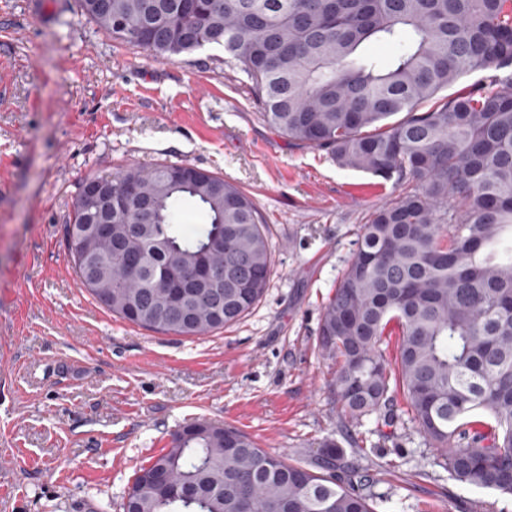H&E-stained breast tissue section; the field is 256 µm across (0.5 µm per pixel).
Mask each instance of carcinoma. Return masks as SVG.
I'll return each instance as SVG.
<instances>
[{"label":"carcinoma","mask_w":512,"mask_h":512,"mask_svg":"<svg viewBox=\"0 0 512 512\" xmlns=\"http://www.w3.org/2000/svg\"><path fill=\"white\" fill-rule=\"evenodd\" d=\"M112 39L176 60L219 46L240 63L264 120L289 143L410 190L375 210L325 304L318 332L353 418L394 425L402 398L433 462L512 497V98L462 76L512 67V0H79ZM390 43L386 62L365 46ZM404 117L394 123L389 119ZM99 178L88 176L83 183ZM112 237L98 286L112 313L202 336L263 297L273 255L250 197L207 171L161 163L99 179ZM194 212L193 227L184 216ZM107 222L80 189L73 224ZM395 343V365L385 347ZM320 471L229 425L188 424L134 476L124 512H374L373 476ZM506 72L496 71L494 68L476 71L460 78L455 84L448 87L447 90L440 92V96H453L457 92L475 84H490L492 80L504 76Z\"/></svg>","instance_id":"1"}]
</instances>
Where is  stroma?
I'll list each match as a JSON object with an SVG mask.
<instances>
[{"label": "stroma", "instance_id": "stroma-1", "mask_svg": "<svg viewBox=\"0 0 512 512\" xmlns=\"http://www.w3.org/2000/svg\"><path fill=\"white\" fill-rule=\"evenodd\" d=\"M0 0V512H122L140 467L184 425H231L310 468L324 440L373 473L375 512H512L458 482L409 413L356 421L318 347L324 305L363 224L406 183L290 144L240 66L112 40L78 0ZM179 163L248 195L274 271L237 323L198 337L113 315L81 285L65 226L89 175Z\"/></svg>", "mask_w": 512, "mask_h": 512}]
</instances>
